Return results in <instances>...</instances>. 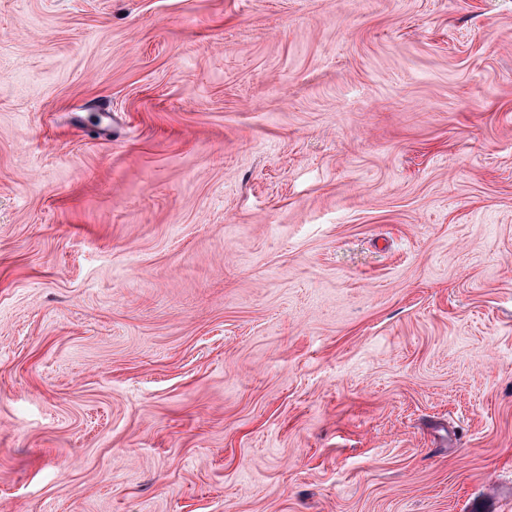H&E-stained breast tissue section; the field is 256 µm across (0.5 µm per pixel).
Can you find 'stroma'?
<instances>
[{"label":"stroma","mask_w":512,"mask_h":512,"mask_svg":"<svg viewBox=\"0 0 512 512\" xmlns=\"http://www.w3.org/2000/svg\"><path fill=\"white\" fill-rule=\"evenodd\" d=\"M0 512H512V0H0Z\"/></svg>","instance_id":"obj_1"}]
</instances>
